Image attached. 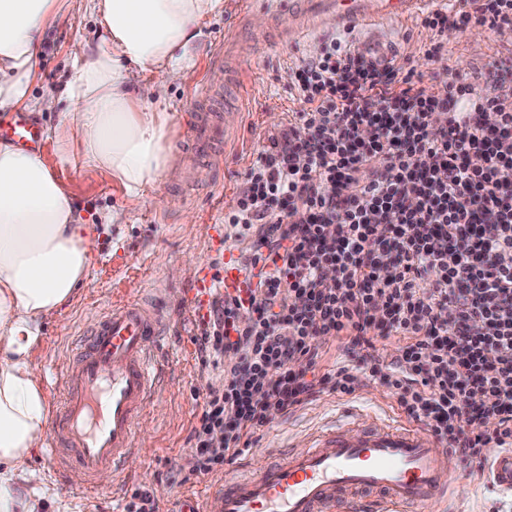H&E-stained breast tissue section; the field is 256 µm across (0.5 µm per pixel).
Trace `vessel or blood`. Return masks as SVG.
<instances>
[{
	"label": "vessel or blood",
	"instance_id": "1",
	"mask_svg": "<svg viewBox=\"0 0 512 512\" xmlns=\"http://www.w3.org/2000/svg\"><path fill=\"white\" fill-rule=\"evenodd\" d=\"M444 0H280V8L302 20L299 34H309L310 22L335 24L352 38L354 51L390 64L388 22L407 19ZM224 72V47L216 45L205 76L192 87L187 123L200 146L225 139L229 129L216 114L204 110L218 94ZM0 138L34 150L43 144V128L24 112L0 116ZM248 295L250 285L242 256L224 254L220 283L202 278L179 306L181 312L206 320L215 288ZM173 318L125 298L113 301L96 323L79 353L57 363L52 389L61 397V412L53 416L45 452L59 469L77 465L95 486L101 472L122 477L127 457L135 451L140 416L157 399L169 379L172 363L163 351V336ZM448 450L434 438L420 437L412 427L372 429L357 436L335 429L313 439L299 453L280 463L251 468L240 464L230 483L209 485L196 494L184 512H356L360 491L383 490L386 501L369 500L365 512H383L385 502L410 512H434L448 496L456 476L447 468ZM489 483L512 489V451L497 454L489 466Z\"/></svg>",
	"mask_w": 512,
	"mask_h": 512
}]
</instances>
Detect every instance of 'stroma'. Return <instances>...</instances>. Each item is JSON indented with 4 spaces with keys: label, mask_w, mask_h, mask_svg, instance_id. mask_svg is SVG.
Here are the masks:
<instances>
[{
    "label": "stroma",
    "mask_w": 512,
    "mask_h": 512,
    "mask_svg": "<svg viewBox=\"0 0 512 512\" xmlns=\"http://www.w3.org/2000/svg\"><path fill=\"white\" fill-rule=\"evenodd\" d=\"M235 11L236 0H224L223 12L205 20L196 59L182 78L169 81L160 72L151 77L152 82L164 84L171 105L167 145L173 166L145 197L129 196L98 170L56 168L74 210L91 225L94 243L85 284L59 315L40 325L31 361L42 377H49L51 363L74 354L83 334L115 299L140 298L168 312L179 305L192 282L205 275H221L225 247L245 256L253 253V237L230 236L224 217L235 208L246 173L269 136L287 126L292 114L303 107L297 91L289 86L291 68L318 57L335 33L325 25L307 38L296 39L292 36L296 17L260 9L250 17L249 34L230 41L226 34ZM392 31L400 50L393 65L397 76L411 69L426 77L436 73V65L422 54L432 33L420 20L393 23ZM100 32L97 19L82 2L66 22L48 30L36 55L39 78L31 88L32 97L61 96L71 71L70 44L95 43ZM222 41L227 44L225 87H232L242 74L250 91L244 103L225 97L219 112L221 117H233L236 131L228 146L218 145L204 154L186 132L189 92L201 78L211 51ZM495 55H512V30L492 34L473 26L449 34L443 61L451 72L466 77ZM199 333L198 322L188 318L165 336L173 371L154 405L139 420L137 450L126 462L124 478L102 473L97 479L98 494L90 496L84 492L85 479L75 478L70 469L54 470L43 450L34 452L29 461L30 485L48 493L43 512H122L136 489L153 491L159 512H180L186 496L234 477L237 466L233 463L217 473L192 474L195 458L187 438L201 412L202 395L224 383L223 368L203 364L196 341ZM349 409L359 414L355 425L359 433L384 424L409 423L396 397L380 382L364 376L352 393L339 394L326 387L291 412L269 418L250 435L245 457L259 467L267 449H278L283 455L302 451L313 437L337 426ZM173 469L188 475V483L168 479ZM454 471L456 483L437 512H498L502 497L481 476H468L459 462Z\"/></svg>",
    "instance_id": "1"
}]
</instances>
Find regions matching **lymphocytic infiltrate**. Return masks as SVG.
<instances>
[{
  "mask_svg": "<svg viewBox=\"0 0 512 512\" xmlns=\"http://www.w3.org/2000/svg\"><path fill=\"white\" fill-rule=\"evenodd\" d=\"M422 25L430 61L450 32L511 27L512 0L430 13ZM290 79L304 107L270 137L224 217L256 239L246 266L258 286L246 302L214 298L201 325L202 353L225 368L188 437L194 473L223 469L244 436L320 389L352 393L363 372L484 468L512 448V58L490 60L476 94L450 72L378 71L333 39ZM486 221L494 237L479 234ZM448 309L454 321H443ZM325 336L357 368L320 371ZM392 336L405 346L386 377L377 342Z\"/></svg>",
  "mask_w": 512,
  "mask_h": 512,
  "instance_id": "obj_1",
  "label": "lymphocytic infiltrate"
}]
</instances>
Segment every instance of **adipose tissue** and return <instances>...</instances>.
<instances>
[{"label":"adipose tissue","mask_w":512,"mask_h":512,"mask_svg":"<svg viewBox=\"0 0 512 512\" xmlns=\"http://www.w3.org/2000/svg\"><path fill=\"white\" fill-rule=\"evenodd\" d=\"M103 28L92 46L75 45L64 85L70 108L50 137L59 164L105 170L138 197L169 164L170 115L162 87L147 74L182 77L194 62L202 24L224 0H88ZM70 0H0V110L52 109L31 99L35 58L46 29ZM146 87L148 99L134 93ZM92 230L36 152L0 141V512H40L22 479L48 427L41 377L29 360L38 324L84 281Z\"/></svg>","instance_id":"adipose-tissue-1"}]
</instances>
